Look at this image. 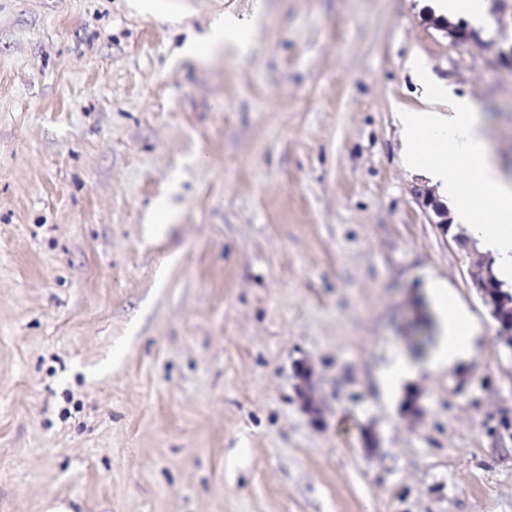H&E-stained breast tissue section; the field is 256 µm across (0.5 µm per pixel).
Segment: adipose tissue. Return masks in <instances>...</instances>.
Returning <instances> with one entry per match:
<instances>
[{
    "label": "adipose tissue",
    "instance_id": "ef3b65f1",
    "mask_svg": "<svg viewBox=\"0 0 512 512\" xmlns=\"http://www.w3.org/2000/svg\"><path fill=\"white\" fill-rule=\"evenodd\" d=\"M248 39V26L231 17L212 26L202 40L187 43L184 51L205 62L225 46ZM408 65L429 100L424 108L398 115L401 163L439 186L451 205L453 223L474 227L483 251L494 260L497 278L512 283V184L503 179L487 148L481 113L470 99L433 82L422 58L411 57ZM429 292L440 322L436 347L424 362L400 358L384 368L380 377L387 394L398 393L421 372L451 367L473 352L477 327L437 284H430Z\"/></svg>",
    "mask_w": 512,
    "mask_h": 512
}]
</instances>
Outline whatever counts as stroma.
Listing matches in <instances>:
<instances>
[{"label": "stroma", "mask_w": 512, "mask_h": 512, "mask_svg": "<svg viewBox=\"0 0 512 512\" xmlns=\"http://www.w3.org/2000/svg\"><path fill=\"white\" fill-rule=\"evenodd\" d=\"M489 13L457 43L429 0H0V512H512L486 254L395 119L419 55L512 175V0ZM228 14L246 50L184 56ZM432 281L475 351L384 395ZM314 371L310 365L302 364L296 369L298 392L303 409L315 422L320 421V405L313 389Z\"/></svg>", "instance_id": "obj_1"}]
</instances>
